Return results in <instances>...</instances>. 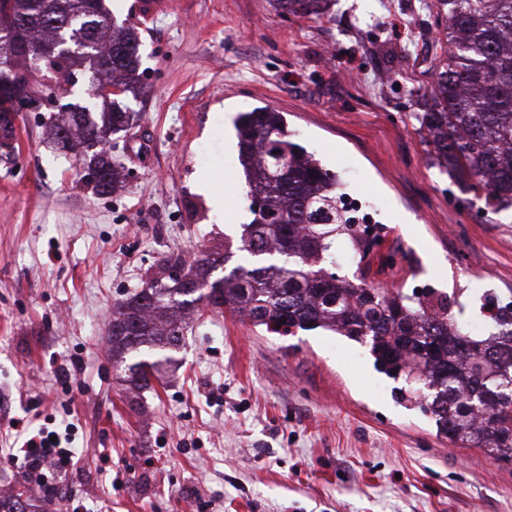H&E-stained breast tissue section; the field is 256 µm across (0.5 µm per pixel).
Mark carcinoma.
<instances>
[{
    "mask_svg": "<svg viewBox=\"0 0 512 512\" xmlns=\"http://www.w3.org/2000/svg\"><path fill=\"white\" fill-rule=\"evenodd\" d=\"M33 40L67 44L68 30L43 24L92 10L97 26L84 32L98 55V81L115 89L109 108L76 112L69 119V151L81 147L83 166L100 172L92 186L110 195L122 183V166L103 144L129 124L121 99L142 88V38L137 25L112 17L104 0H0ZM335 0H276L292 12L320 17ZM443 19V54L432 70L428 111L417 113L438 167L491 211L512 207V0H432ZM7 35L0 33V84L36 92L73 94L75 60L64 50L31 55L18 70L6 68ZM0 98V147L16 127ZM238 158L249 188L250 223L243 225L233 263L232 246L187 261L167 255L158 271L112 310V360L125 365L132 392L154 379L182 342L183 324L200 305L226 309L255 326L279 333L322 330L366 345L375 367L402 381L396 399L430 415L462 448L512 462V310L488 316L490 331L468 335L453 314L456 300L367 288L363 276L333 269L344 243L366 254L341 207L336 175L288 135L281 112L256 107L235 123ZM96 144L98 148L89 149ZM183 270L184 281L158 288L163 274ZM222 276L214 277L215 272ZM397 374H391V371ZM0 512H39L25 492L0 496Z\"/></svg>",
    "mask_w": 512,
    "mask_h": 512,
    "instance_id": "cac0c4a2",
    "label": "carcinoma"
}]
</instances>
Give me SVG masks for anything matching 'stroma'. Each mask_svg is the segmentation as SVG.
<instances>
[{"mask_svg": "<svg viewBox=\"0 0 512 512\" xmlns=\"http://www.w3.org/2000/svg\"><path fill=\"white\" fill-rule=\"evenodd\" d=\"M429 3L337 0L316 18L273 0H109L143 40L146 92L112 140L123 188L97 196L44 112L20 115L15 153L0 150V492L58 512H512V463L396 404L345 337L203 306L138 396L106 352L113 304L164 255L238 243L251 214L234 120L264 106L372 235L338 274L458 296L467 324H485L483 298L512 305V208L469 203L415 118L441 33ZM20 419L58 432L79 465L31 483L10 458Z\"/></svg>", "mask_w": 512, "mask_h": 512, "instance_id": "1", "label": "stroma"}]
</instances>
